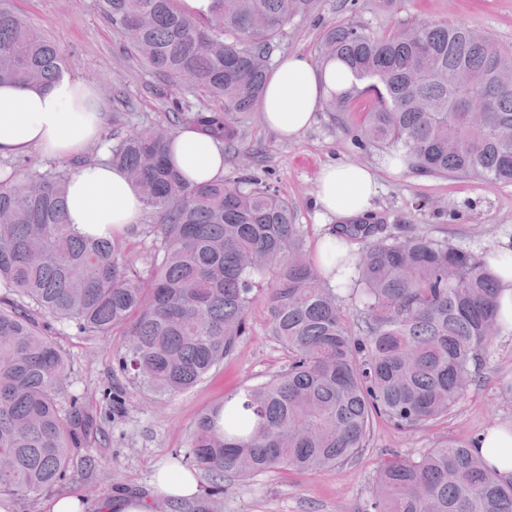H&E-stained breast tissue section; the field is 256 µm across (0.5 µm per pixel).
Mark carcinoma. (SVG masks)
<instances>
[{
  "mask_svg": "<svg viewBox=\"0 0 512 512\" xmlns=\"http://www.w3.org/2000/svg\"><path fill=\"white\" fill-rule=\"evenodd\" d=\"M212 16L179 0H97L130 53L159 77L165 121L102 137L158 216L147 276L122 236H82L66 223L68 177L0 178V495L26 498L68 479L74 451L96 442L99 419L70 395L53 323L86 336L127 337L116 361L159 396L195 387L233 355L266 297L271 336L288 364L203 412L182 466L247 479L272 469L326 473L367 446L374 418L412 432L445 415L471 383L479 352L504 331L496 277L484 258L430 237L384 233L372 218L337 226L361 244L351 325L307 254L294 209L255 176L191 185L167 163L183 128L237 155V114L260 103L288 24L314 0H215ZM316 50L355 79L329 99L343 111L359 94L372 110L356 142L431 175L512 183V51L475 28L421 24L375 36L329 26ZM64 72L59 46L0 0V84L48 88ZM211 104L179 99L185 78ZM470 93L476 113L458 105ZM365 512H512V482L472 448L443 443L419 458L390 453Z\"/></svg>",
  "mask_w": 512,
  "mask_h": 512,
  "instance_id": "obj_1",
  "label": "carcinoma"
}]
</instances>
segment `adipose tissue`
<instances>
[{
    "label": "adipose tissue",
    "instance_id": "1",
    "mask_svg": "<svg viewBox=\"0 0 512 512\" xmlns=\"http://www.w3.org/2000/svg\"><path fill=\"white\" fill-rule=\"evenodd\" d=\"M353 82L340 62L316 67L303 56L288 55L266 80L260 101L263 121L281 137L295 138L310 126L322 101ZM101 129V99L97 88L85 81L64 74L46 91L18 83L0 86V157L36 150L67 161L98 142ZM169 162L181 178L196 184H208L224 175L222 148L192 129L175 134ZM377 187V178L368 167L329 165L320 173L315 204L321 215L347 224L370 211ZM143 211L139 194L118 167L89 161L68 179L66 220L78 234L125 233L140 223ZM353 250L335 230L318 238L314 259L330 285L342 286L352 275V267L342 259ZM482 255L497 277L501 317L512 331V238L487 240ZM473 446L496 465L504 480L512 479L511 424L487 428Z\"/></svg>",
    "mask_w": 512,
    "mask_h": 512
}]
</instances>
